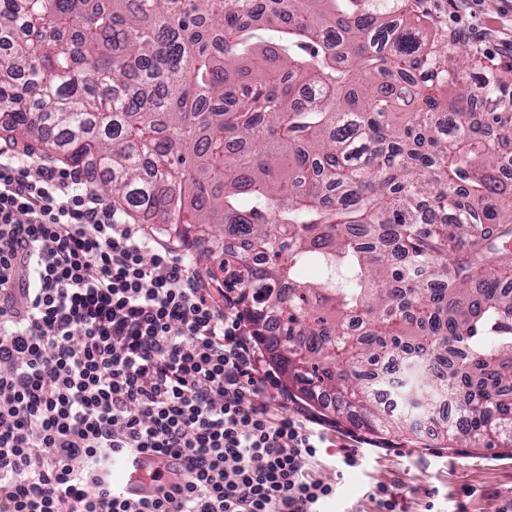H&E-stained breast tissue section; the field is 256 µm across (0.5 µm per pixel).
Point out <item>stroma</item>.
<instances>
[{
  "label": "stroma",
  "instance_id": "1",
  "mask_svg": "<svg viewBox=\"0 0 512 512\" xmlns=\"http://www.w3.org/2000/svg\"><path fill=\"white\" fill-rule=\"evenodd\" d=\"M421 7L445 30L464 31V41L500 69L512 68V0H422ZM297 419H321L325 441L313 473L340 481L338 498L326 512H376L379 487L402 492L405 512H499L512 503V449L428 446L401 434L375 439L327 410L289 400ZM357 449V467L343 468L341 447Z\"/></svg>",
  "mask_w": 512,
  "mask_h": 512
}]
</instances>
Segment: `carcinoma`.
<instances>
[{
	"label": "carcinoma",
	"mask_w": 512,
	"mask_h": 512,
	"mask_svg": "<svg viewBox=\"0 0 512 512\" xmlns=\"http://www.w3.org/2000/svg\"><path fill=\"white\" fill-rule=\"evenodd\" d=\"M2 38L6 138L246 266L243 312L302 399L512 447V71L413 0H0Z\"/></svg>",
	"instance_id": "cac0c4a2"
}]
</instances>
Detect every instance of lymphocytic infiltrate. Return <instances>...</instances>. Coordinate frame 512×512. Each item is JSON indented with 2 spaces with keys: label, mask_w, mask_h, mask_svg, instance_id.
I'll return each mask as SVG.
<instances>
[{
  "label": "lymphocytic infiltrate",
  "mask_w": 512,
  "mask_h": 512,
  "mask_svg": "<svg viewBox=\"0 0 512 512\" xmlns=\"http://www.w3.org/2000/svg\"><path fill=\"white\" fill-rule=\"evenodd\" d=\"M253 336L81 171L0 145V512H322L323 436L264 401Z\"/></svg>",
  "instance_id": "f902f5d3"
}]
</instances>
